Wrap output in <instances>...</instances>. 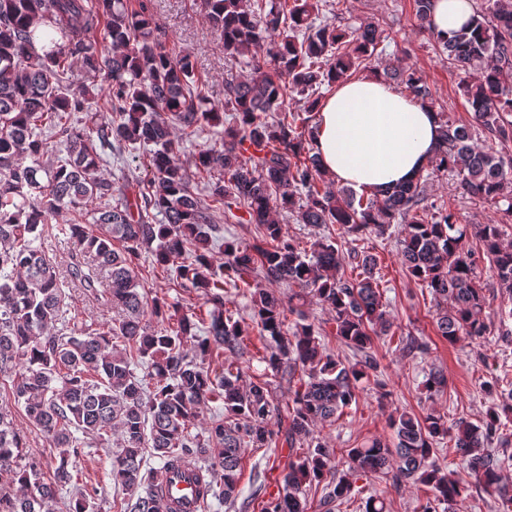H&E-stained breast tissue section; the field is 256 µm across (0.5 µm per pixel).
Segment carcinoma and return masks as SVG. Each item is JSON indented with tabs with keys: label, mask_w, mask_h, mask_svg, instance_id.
I'll use <instances>...</instances> for the list:
<instances>
[{
	"label": "carcinoma",
	"mask_w": 512,
	"mask_h": 512,
	"mask_svg": "<svg viewBox=\"0 0 512 512\" xmlns=\"http://www.w3.org/2000/svg\"><path fill=\"white\" fill-rule=\"evenodd\" d=\"M414 3L419 27L431 28L433 0ZM198 7L223 37L224 57L249 68L241 78L227 74L220 105L211 102L190 57L172 58L146 12L128 9L125 0H0V376L12 379L15 401L53 448L45 461L25 453L24 435L0 408V472L9 476L0 512H45L64 489L65 512H95L96 491L71 483V456L85 440L102 441L114 430L121 446L112 453V478L132 492L120 512H163L158 477L185 462L210 475L201 490L204 507L213 499L232 503L241 449L271 448L279 439L270 426L277 410L270 378L296 369L285 441L307 448L289 462L282 492L264 501L262 512H308L305 492L313 485L322 486L320 506L332 512L351 498L350 476L357 473L425 485L433 496L422 512H439L462 496L457 473L435 460V445L446 437L467 473L497 495L500 512H512V485L501 475L512 457L498 459L489 449L502 419L512 416V388H488L493 403L480 424L450 426L439 415L409 411L391 417L394 447L374 439L347 449L342 475L332 470L334 449L314 435L317 424L336 421L357 401L358 384L378 367L372 336L388 334L392 322L373 256L344 253L330 232L306 249L285 238L273 212L285 210L315 228L337 224L346 235L383 236L395 221L406 224L398 241L402 267L444 305L436 324L450 344L486 334V296L469 235L482 242L499 288L512 294V248L501 244L500 225L460 223L429 201L432 174L422 171L383 195L334 187L315 151L316 127L288 111L290 95L309 96L313 108L323 85L351 77L388 38L385 30L374 23L317 26L318 0H198ZM41 27L48 28L50 48L39 52L34 38ZM436 43L460 72L473 123L438 113L432 168L451 173L461 194L511 217L512 158L495 145L512 141V0H483L469 23ZM74 62L102 75L107 93L99 111L111 113L110 121L95 122L89 93L68 83ZM384 77L414 99H432L414 71L397 67ZM224 112L222 145L193 156L199 173L221 175L206 182L203 201L175 161V130L189 140L221 122ZM476 125L491 144L474 143ZM246 143L255 147L249 155ZM141 146L150 148L151 176L131 175L113 186L101 173L100 150ZM48 153L50 165L43 162ZM234 208L245 210L261 241L225 245L216 271L213 213ZM62 210L72 214L64 275L47 256L43 235ZM146 248L217 306H224L228 284L255 288L259 335L272 341L262 356L267 373L248 382L233 361L219 370L204 366L205 356L239 347L241 324L226 310L199 336L196 313L165 315L138 277ZM348 258L355 266L345 276L340 270ZM260 275L297 291L285 303L258 287ZM68 288L82 289L118 318L102 330L68 328ZM311 301L331 311L336 335L361 359L345 362L325 350L302 310ZM290 314L297 321L288 336ZM189 341L193 357L184 351ZM137 366L147 373L138 376ZM446 387L440 371L428 373L429 394ZM218 401L224 417L209 423L204 439L191 435L202 406ZM149 448L157 468L147 465Z\"/></svg>",
	"instance_id": "cac0c4a2"
}]
</instances>
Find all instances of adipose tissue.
Returning a JSON list of instances; mask_svg holds the SVG:
<instances>
[{
	"mask_svg": "<svg viewBox=\"0 0 512 512\" xmlns=\"http://www.w3.org/2000/svg\"><path fill=\"white\" fill-rule=\"evenodd\" d=\"M471 14L470 0H434L435 36L451 37ZM317 110L316 150L339 184L371 193L408 180L434 159L436 113L380 78L337 84Z\"/></svg>",
	"mask_w": 512,
	"mask_h": 512,
	"instance_id": "1",
	"label": "adipose tissue"
}]
</instances>
